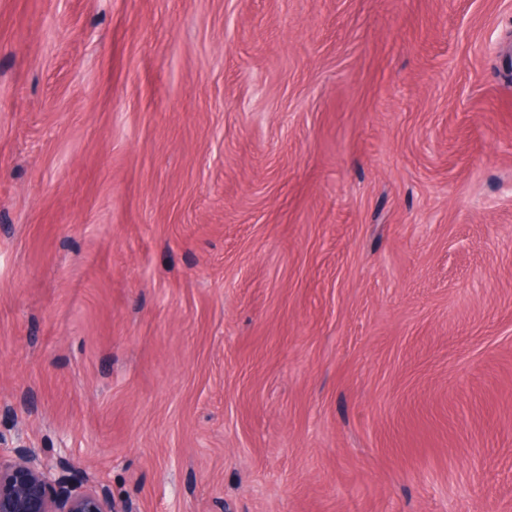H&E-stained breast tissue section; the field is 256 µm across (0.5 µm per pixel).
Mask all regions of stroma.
<instances>
[{
	"label": "stroma",
	"mask_w": 512,
	"mask_h": 512,
	"mask_svg": "<svg viewBox=\"0 0 512 512\" xmlns=\"http://www.w3.org/2000/svg\"><path fill=\"white\" fill-rule=\"evenodd\" d=\"M0 444L512 512V0H0Z\"/></svg>",
	"instance_id": "stroma-1"
}]
</instances>
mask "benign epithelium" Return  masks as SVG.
Here are the masks:
<instances>
[{
  "instance_id": "7a95c632",
  "label": "benign epithelium",
  "mask_w": 512,
  "mask_h": 512,
  "mask_svg": "<svg viewBox=\"0 0 512 512\" xmlns=\"http://www.w3.org/2000/svg\"><path fill=\"white\" fill-rule=\"evenodd\" d=\"M0 512H130L105 489H72L68 464L33 448L0 453Z\"/></svg>"
}]
</instances>
